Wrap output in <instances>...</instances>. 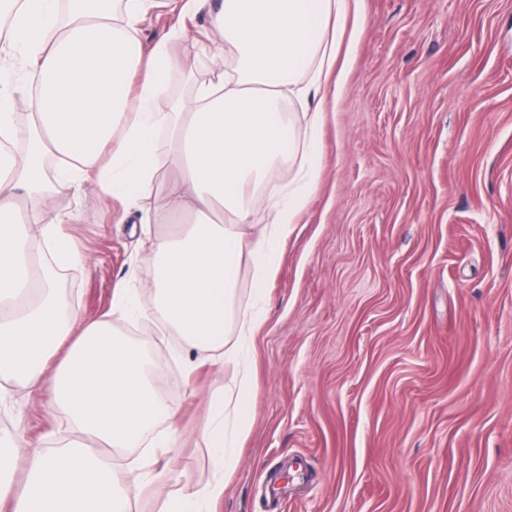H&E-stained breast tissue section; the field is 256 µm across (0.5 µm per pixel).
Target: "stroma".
Returning <instances> with one entry per match:
<instances>
[{
	"instance_id": "obj_1",
	"label": "stroma",
	"mask_w": 512,
	"mask_h": 512,
	"mask_svg": "<svg viewBox=\"0 0 512 512\" xmlns=\"http://www.w3.org/2000/svg\"><path fill=\"white\" fill-rule=\"evenodd\" d=\"M172 92L208 80L177 43ZM321 106L319 184L267 280L250 348L252 424L215 512H512V0H358ZM56 209L80 260L65 303L107 313L119 280L148 303L142 235L95 186ZM175 421L194 432L216 372L152 326ZM47 392L0 379V435L77 439ZM171 467L166 491L213 477L203 448L112 456Z\"/></svg>"
}]
</instances>
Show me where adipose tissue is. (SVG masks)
Segmentation results:
<instances>
[{
  "label": "adipose tissue",
  "instance_id": "adipose-tissue-1",
  "mask_svg": "<svg viewBox=\"0 0 512 512\" xmlns=\"http://www.w3.org/2000/svg\"><path fill=\"white\" fill-rule=\"evenodd\" d=\"M167 8L184 17L208 9L207 35L237 54L231 72L214 68L189 98H172V52L190 39L169 29L144 51L141 24ZM354 0H0V378L48 391L88 444L27 449L15 482L17 438L0 444V512H131L144 489L163 496L159 512H212L234 464L224 423L246 434L252 372L246 349L265 319L263 285L299 212L315 191L320 112L306 113L307 147L286 118L287 95L326 92ZM29 102L26 123L16 95ZM169 99L167 110L158 101ZM28 137L16 160L12 144ZM302 161L289 188L273 186L278 166ZM177 179L155 182L162 170ZM94 183L100 200L127 209L152 198L164 231L142 228L154 267L152 300L142 305L118 284L107 319L64 310L51 269L80 259L58 231L62 188ZM267 224L249 233L254 207ZM254 287L238 293L242 257ZM144 321L178 336L212 366L232 365V386L210 399L211 422L197 437L170 424L161 448L207 449L217 472L203 485L164 496L169 470L144 477L140 464L116 473L112 454L139 447L170 408L144 352L122 331Z\"/></svg>",
  "mask_w": 512,
  "mask_h": 512
}]
</instances>
